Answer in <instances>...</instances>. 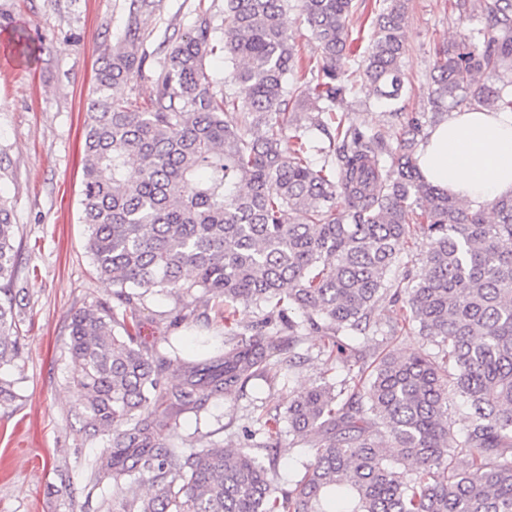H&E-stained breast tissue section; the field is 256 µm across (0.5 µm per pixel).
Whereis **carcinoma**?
<instances>
[{
    "instance_id": "obj_1",
    "label": "carcinoma",
    "mask_w": 512,
    "mask_h": 512,
    "mask_svg": "<svg viewBox=\"0 0 512 512\" xmlns=\"http://www.w3.org/2000/svg\"><path fill=\"white\" fill-rule=\"evenodd\" d=\"M384 2L356 81L347 47L361 0H295L315 65L284 26L288 0H224V37L200 14L140 103L119 91L144 71L140 19L154 2L131 0L84 133L86 250L116 291L71 315L68 343L83 431L112 435L89 482L121 493L117 512H512V195L488 203L489 221L427 182L422 115L388 137L349 119L348 99L361 92L387 109L405 95L407 0ZM452 10L460 21L480 10L489 25L439 47L430 110H512V0H453ZM218 53L231 63L220 92L206 70ZM239 93L251 111L232 124ZM15 236L0 200V363L21 354ZM412 237L425 250L387 280ZM156 290L184 309L200 293L223 303V347L174 380L136 334L137 302ZM385 300L400 311L387 333L411 321L432 351L366 355L344 342L368 337ZM241 303L260 313L256 324L236 321ZM307 329L324 337L325 378L288 401L290 432L314 448L292 486L275 482L270 440L256 455L160 439L173 411L243 389ZM351 362L363 364L359 384L333 375ZM451 394L469 415L459 432L448 424Z\"/></svg>"
}]
</instances>
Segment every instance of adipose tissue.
Masks as SVG:
<instances>
[{"instance_id":"1","label":"adipose tissue","mask_w":512,"mask_h":512,"mask_svg":"<svg viewBox=\"0 0 512 512\" xmlns=\"http://www.w3.org/2000/svg\"><path fill=\"white\" fill-rule=\"evenodd\" d=\"M427 182L472 207L512 194V112H453L418 150Z\"/></svg>"}]
</instances>
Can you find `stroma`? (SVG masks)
I'll return each mask as SVG.
<instances>
[{"label":"stroma","mask_w":512,"mask_h":512,"mask_svg":"<svg viewBox=\"0 0 512 512\" xmlns=\"http://www.w3.org/2000/svg\"><path fill=\"white\" fill-rule=\"evenodd\" d=\"M452 0H408L404 39L406 94L387 112L357 96L351 118L359 126L392 131L408 115L426 111L427 75L435 53L460 30L481 29L483 14L459 21ZM129 0H0V199L12 211L20 248L19 283L28 290L19 324V359L0 364L16 400L0 407V512H98L99 494L86 486L87 463L112 444L89 438L77 418L83 396L72 383L66 344L71 314L111 300L110 281L94 271L85 250L88 228L80 221L81 144L85 107L104 53L122 42ZM223 14L224 0H157L141 18L149 59L125 96L148 99L165 54L162 43L187 33L198 11ZM170 294L147 295L137 312L142 343L172 364L201 358L200 342L219 345L224 325L217 315L188 317L178 326ZM322 345L304 336L296 367L281 369L273 383L256 379L246 388L173 417L164 440L196 444L212 434L228 448L248 444L244 429H261L269 415L285 411L288 394L318 385ZM275 462L281 484L296 480L312 457L307 443L280 421Z\"/></svg>","instance_id":"obj_1"}]
</instances>
